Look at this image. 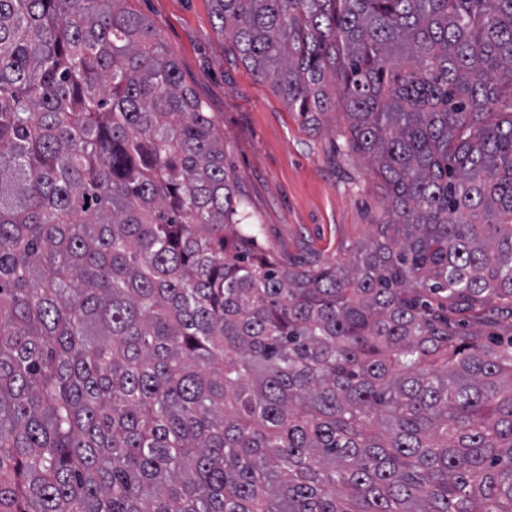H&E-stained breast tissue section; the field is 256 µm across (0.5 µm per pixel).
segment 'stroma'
Masks as SVG:
<instances>
[{
    "label": "stroma",
    "mask_w": 512,
    "mask_h": 512,
    "mask_svg": "<svg viewBox=\"0 0 512 512\" xmlns=\"http://www.w3.org/2000/svg\"><path fill=\"white\" fill-rule=\"evenodd\" d=\"M148 19L224 139V165L254 223L257 253L312 267L343 264L384 217V192L363 159L341 152L342 109L306 123L242 64L220 33L212 0H127Z\"/></svg>",
    "instance_id": "obj_1"
}]
</instances>
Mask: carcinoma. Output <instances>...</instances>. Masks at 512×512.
<instances>
[{
    "label": "carcinoma",
    "instance_id": "1",
    "mask_svg": "<svg viewBox=\"0 0 512 512\" xmlns=\"http://www.w3.org/2000/svg\"><path fill=\"white\" fill-rule=\"evenodd\" d=\"M387 220L254 251L126 0H0V512H512V0H213Z\"/></svg>",
    "mask_w": 512,
    "mask_h": 512
}]
</instances>
